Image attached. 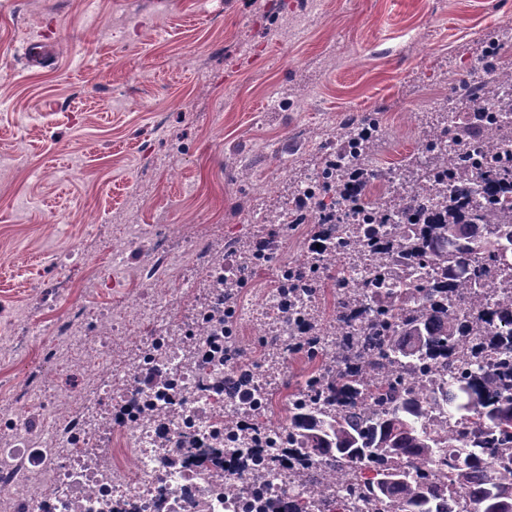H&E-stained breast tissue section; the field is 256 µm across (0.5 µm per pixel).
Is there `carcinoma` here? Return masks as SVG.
<instances>
[{
	"label": "carcinoma",
	"instance_id": "1",
	"mask_svg": "<svg viewBox=\"0 0 512 512\" xmlns=\"http://www.w3.org/2000/svg\"><path fill=\"white\" fill-rule=\"evenodd\" d=\"M482 79L478 90L493 107L512 113V71ZM465 119L457 148L435 157L442 179L412 181L397 197L422 224L393 225L373 278L350 283L327 253L329 236L313 231L307 255L288 271L305 277L321 297L332 289L330 327L336 332V371L321 373L315 328L294 337L288 354L307 359L302 388L288 395V462L300 465L304 491L288 496V512H347L336 497H314L333 483L369 506L368 512H512V150L509 132L484 119ZM368 122L351 120L336 133V151L322 161L334 198L305 193L304 212L334 220L357 213L359 192L343 155L361 143L372 156ZM508 271L495 288L486 267ZM495 370L425 378L419 366L441 372L457 361L478 365L485 352ZM225 468L216 477L249 495L255 486Z\"/></svg>",
	"mask_w": 512,
	"mask_h": 512
}]
</instances>
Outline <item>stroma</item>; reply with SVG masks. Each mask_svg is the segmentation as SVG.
I'll return each instance as SVG.
<instances>
[{"label": "stroma", "instance_id": "stroma-1", "mask_svg": "<svg viewBox=\"0 0 512 512\" xmlns=\"http://www.w3.org/2000/svg\"><path fill=\"white\" fill-rule=\"evenodd\" d=\"M487 63L512 68V0H0V447L21 429L49 482L63 419L112 408L131 307L272 233L345 121L381 168L416 154Z\"/></svg>", "mask_w": 512, "mask_h": 512}]
</instances>
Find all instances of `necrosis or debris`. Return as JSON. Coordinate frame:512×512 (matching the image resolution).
Wrapping results in <instances>:
<instances>
[{
  "mask_svg": "<svg viewBox=\"0 0 512 512\" xmlns=\"http://www.w3.org/2000/svg\"><path fill=\"white\" fill-rule=\"evenodd\" d=\"M382 199L361 198L349 238L334 246L336 257L348 258L352 239L365 238L368 216ZM349 260V258H348ZM347 272L369 277L371 269L349 260ZM240 277L236 267L215 262L204 274V296L187 318L156 330L142 342L136 367L125 370L124 388L108 416L98 421L78 417L57 434L59 447L73 448L69 461L58 468L54 482L43 489H26L30 512H285L288 499L286 467L273 464L268 446L288 445L286 429L260 428L258 442L245 449V475L265 473L260 498L244 499L213 482L208 472L215 463L195 457L193 443L223 450L225 425L262 420L269 405L264 373L255 371L247 385L224 389L236 362L211 353L208 337L199 327L223 310L227 285ZM283 283L274 279L264 296L262 336L287 339L301 333L313 300L286 315ZM153 368L164 383L150 391L137 390L138 371ZM162 408L163 418L147 420L148 410Z\"/></svg>",
  "mask_w": 512,
  "mask_h": 512,
  "instance_id": "1",
  "label": "necrosis or debris"
}]
</instances>
